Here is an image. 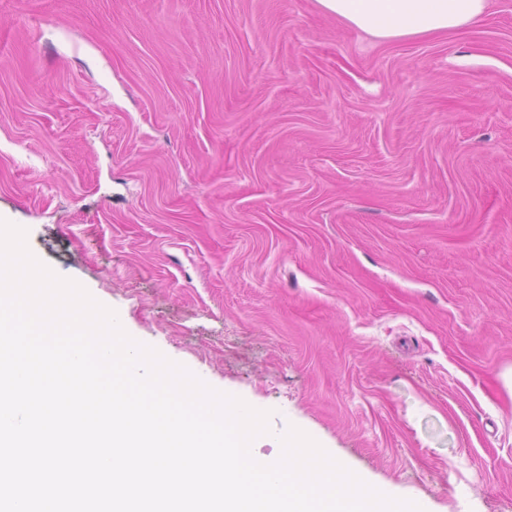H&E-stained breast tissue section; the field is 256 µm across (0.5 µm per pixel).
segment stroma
<instances>
[{
    "label": "stroma",
    "instance_id": "obj_1",
    "mask_svg": "<svg viewBox=\"0 0 512 512\" xmlns=\"http://www.w3.org/2000/svg\"><path fill=\"white\" fill-rule=\"evenodd\" d=\"M0 219L124 330L427 512H512V0H0ZM320 9L379 39L441 36L486 14L490 0H316Z\"/></svg>",
    "mask_w": 512,
    "mask_h": 512
}]
</instances>
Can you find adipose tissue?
Instances as JSON below:
<instances>
[{
  "label": "adipose tissue",
  "mask_w": 512,
  "mask_h": 512,
  "mask_svg": "<svg viewBox=\"0 0 512 512\" xmlns=\"http://www.w3.org/2000/svg\"><path fill=\"white\" fill-rule=\"evenodd\" d=\"M320 9L379 39L441 36L486 14L490 0H316Z\"/></svg>",
  "instance_id": "1"
}]
</instances>
